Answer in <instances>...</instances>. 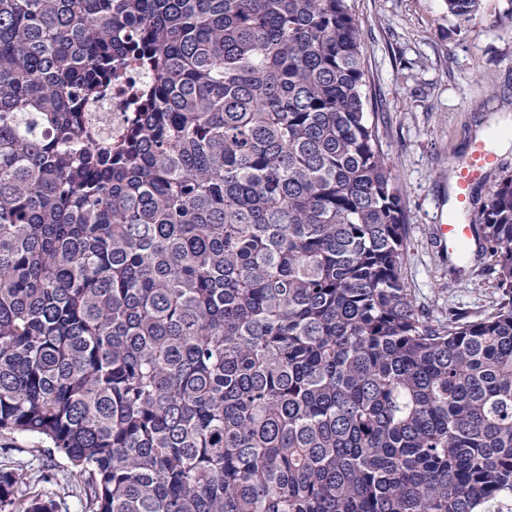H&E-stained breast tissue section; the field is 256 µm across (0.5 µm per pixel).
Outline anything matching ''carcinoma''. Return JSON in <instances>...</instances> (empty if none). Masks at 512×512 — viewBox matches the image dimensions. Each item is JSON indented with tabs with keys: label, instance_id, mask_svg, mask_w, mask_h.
I'll return each instance as SVG.
<instances>
[{
	"label": "carcinoma",
	"instance_id": "cac0c4a2",
	"mask_svg": "<svg viewBox=\"0 0 512 512\" xmlns=\"http://www.w3.org/2000/svg\"><path fill=\"white\" fill-rule=\"evenodd\" d=\"M134 54L114 138L88 107ZM365 85L349 0H0V430L85 512L512 499V175L459 256L492 305L430 318ZM23 480L0 512H54Z\"/></svg>",
	"mask_w": 512,
	"mask_h": 512
}]
</instances>
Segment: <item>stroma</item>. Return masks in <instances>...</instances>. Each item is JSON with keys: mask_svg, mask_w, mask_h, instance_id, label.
<instances>
[{"mask_svg": "<svg viewBox=\"0 0 512 512\" xmlns=\"http://www.w3.org/2000/svg\"><path fill=\"white\" fill-rule=\"evenodd\" d=\"M351 4L364 33L367 110L403 190L405 285L433 317L484 311L481 264L472 263L458 281L451 270L456 259L437 247L435 227L452 212L471 223L473 210L452 200L455 172L474 142L503 127L512 132V24L499 21L512 0H481L476 18L465 24L449 15L444 0ZM47 448L33 435L0 431V468L23 469L21 493L50 496L55 512H83L78 490L41 482L44 470L66 468Z\"/></svg>", "mask_w": 512, "mask_h": 512, "instance_id": "35a3bbf8", "label": "stroma"}]
</instances>
